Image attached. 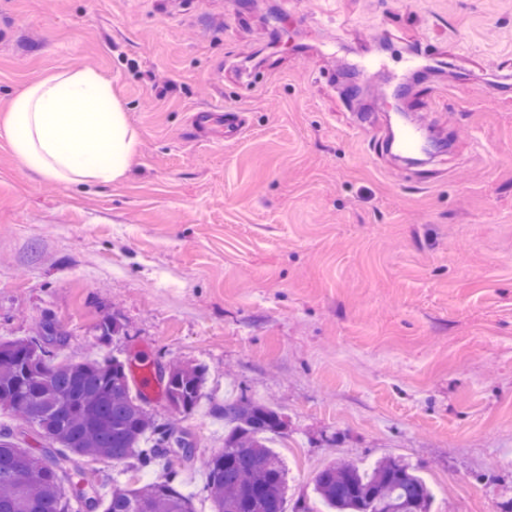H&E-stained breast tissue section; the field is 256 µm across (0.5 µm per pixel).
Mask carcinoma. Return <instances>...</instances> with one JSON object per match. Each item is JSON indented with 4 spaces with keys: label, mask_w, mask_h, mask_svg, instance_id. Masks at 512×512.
I'll list each match as a JSON object with an SVG mask.
<instances>
[{
    "label": "carcinoma",
    "mask_w": 512,
    "mask_h": 512,
    "mask_svg": "<svg viewBox=\"0 0 512 512\" xmlns=\"http://www.w3.org/2000/svg\"><path fill=\"white\" fill-rule=\"evenodd\" d=\"M116 319L96 327L108 343L120 334ZM48 322L38 333L0 342V408L19 414L44 441L40 452L19 447L14 431L0 426V512H195L178 485L171 461L190 459L185 432L153 413L132 392L125 363L116 357L62 359L63 341ZM203 365H170L164 394L178 413L194 410L206 385ZM224 448L204 461L212 512H285L286 472L270 446L284 433L274 407L239 398L224 402ZM127 462L139 468L164 464L162 479L138 486L100 483L83 463ZM315 490L329 512H430L432 493L408 462L384 459L365 470L332 461Z\"/></svg>",
    "instance_id": "cac0c4a2"
}]
</instances>
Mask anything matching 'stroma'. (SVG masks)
I'll return each mask as SVG.
<instances>
[{
	"instance_id": "obj_1",
	"label": "stroma",
	"mask_w": 512,
	"mask_h": 512,
	"mask_svg": "<svg viewBox=\"0 0 512 512\" xmlns=\"http://www.w3.org/2000/svg\"><path fill=\"white\" fill-rule=\"evenodd\" d=\"M0 127L36 77L91 67L141 145L128 175L66 189L0 131V340L51 323L66 357L209 369L174 416L193 442L179 480L211 512L203 461L218 407L244 397L287 424L274 450L287 512H327L331 460L417 468L432 512L512 501V0H0ZM438 107L396 101L408 55ZM355 100L343 73L362 58ZM247 126L198 138L193 112ZM375 119L369 135L352 115ZM446 138L411 166L383 154L395 112ZM114 317L123 332L98 344Z\"/></svg>"
}]
</instances>
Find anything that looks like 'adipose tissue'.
Masks as SVG:
<instances>
[{
	"instance_id": "obj_1",
	"label": "adipose tissue",
	"mask_w": 512,
	"mask_h": 512,
	"mask_svg": "<svg viewBox=\"0 0 512 512\" xmlns=\"http://www.w3.org/2000/svg\"><path fill=\"white\" fill-rule=\"evenodd\" d=\"M6 132L23 165L65 187L125 178L140 147L111 83L91 68L30 82L11 104Z\"/></svg>"
}]
</instances>
